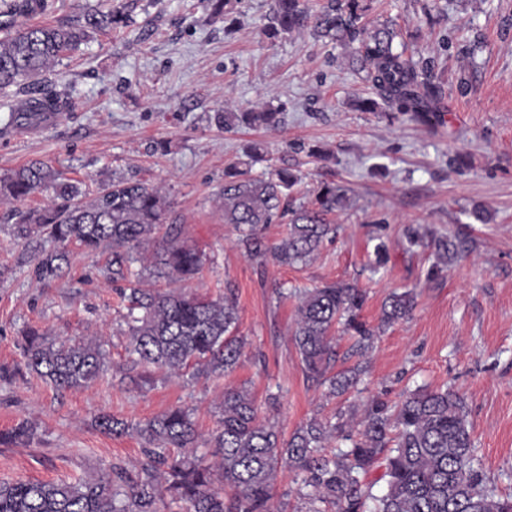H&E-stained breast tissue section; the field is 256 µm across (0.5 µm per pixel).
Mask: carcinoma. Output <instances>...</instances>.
Returning <instances> with one entry per match:
<instances>
[{
	"mask_svg": "<svg viewBox=\"0 0 512 512\" xmlns=\"http://www.w3.org/2000/svg\"><path fill=\"white\" fill-rule=\"evenodd\" d=\"M40 0H0V13L14 17L33 10ZM213 15L233 21L238 0H211ZM365 0H330L312 16L305 0H271L266 37L312 27L313 33L335 42H356L355 61L376 98L359 102L366 112L384 103L396 112L420 113L438 94L420 80L431 60L414 61L394 47L398 32L385 22L370 29L361 25ZM117 7L91 9L83 18L60 26L28 24L0 38V89L36 86L66 54L76 50L95 31L126 26ZM70 102L59 94L32 95L21 111L65 112ZM277 109L224 113V128L237 125L275 127ZM300 181L287 167L252 176L232 164L224 169L220 196L224 223L241 233V243L253 255L270 253L282 266L310 259L336 232L329 216L350 205L347 189L324 182L314 201L296 203L288 190ZM54 196L42 208L18 212L20 235L35 233L51 242L77 243L95 251L105 242L126 247L137 255L115 253V273L124 275L126 262L145 261L159 277L194 278L202 269L200 253L170 233L160 234L168 219V202L160 188L131 179L112 180L89 196L63 172L31 162L0 177V203L22 201L38 189ZM288 220L287 236L265 246L260 231ZM153 243L149 256L140 249ZM407 247H434L437 262L427 272L436 278L459 249L448 238H425L416 229L406 235ZM66 254L44 252L38 259L43 276H53ZM129 311V353L136 362L181 377L194 368L208 374H229L240 365L243 342L236 336L238 307L231 296L209 300L194 294L131 286L123 294ZM366 292L348 282H334L301 293L293 339L306 377L342 395L357 382L353 370L328 375L334 362L335 333H354L358 343H370L377 331L360 320ZM415 306L411 291L393 293L384 306L382 326L408 316ZM24 356L29 370L65 391L88 386L102 372L99 346L82 342H49L31 330L25 336ZM105 433L121 436L134 431L145 461L141 475L132 477L114 467L96 479L74 481L0 482V512H162L164 495L185 505V512H283L274 506L278 470L288 466L304 473L308 512H512V496L499 494L485 480L475 456L472 425L463 397L451 389L418 387L395 405L374 401L354 425L311 418L288 440L258 420V406L245 388H227L220 403L218 425L206 444L215 462L180 452L197 447L199 434L188 411L175 407L131 424L115 416L98 417ZM341 440L347 449L329 444ZM383 462L387 488L372 494L365 475ZM223 485L218 491L215 483Z\"/></svg>",
	"mask_w": 512,
	"mask_h": 512,
	"instance_id": "obj_1",
	"label": "carcinoma"
}]
</instances>
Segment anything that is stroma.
<instances>
[{"instance_id":"35a3bbf8","label":"stroma","mask_w":512,"mask_h":512,"mask_svg":"<svg viewBox=\"0 0 512 512\" xmlns=\"http://www.w3.org/2000/svg\"><path fill=\"white\" fill-rule=\"evenodd\" d=\"M112 2L128 26L93 33L40 86L69 97L53 124L38 127L18 112L22 88L0 91V177L39 160L93 192L118 177L161 187L173 236L204 262L184 290L215 299L232 282L245 347L226 376L176 379L133 364L120 295L130 282L113 272L112 245L68 246L61 271L40 276L45 243L21 237L11 211L39 207L50 192L0 206V433L22 423L34 430L31 441L0 443V481L91 480L111 466L137 474L140 439L101 432L103 413L134 424L180 406L205 436L225 388L244 387L260 421L287 438L312 416L356 420L369 400L393 404L425 385L464 397L482 469L512 494V0H367L368 21H395L410 51L432 62L439 96L425 118L359 110L356 100L372 91L350 46L308 29L268 41L269 0H239L231 25L213 17L209 0ZM269 107L283 114L278 127L228 131L220 121L227 111ZM231 163L254 176L284 164L297 170L292 194L301 202L325 181L348 187L350 207L330 217L335 239L294 266L248 254L219 202ZM477 207L488 223L474 221ZM410 228L459 245L439 277L427 276L433 250H407ZM381 241L389 260L378 268ZM333 281L365 290L361 318L373 327L391 292L415 294L412 314L380 328L371 347L337 337V370L360 371L356 388L338 397L305 378L290 295ZM32 328L99 345L100 378L57 391L28 371L22 337Z\"/></svg>"}]
</instances>
